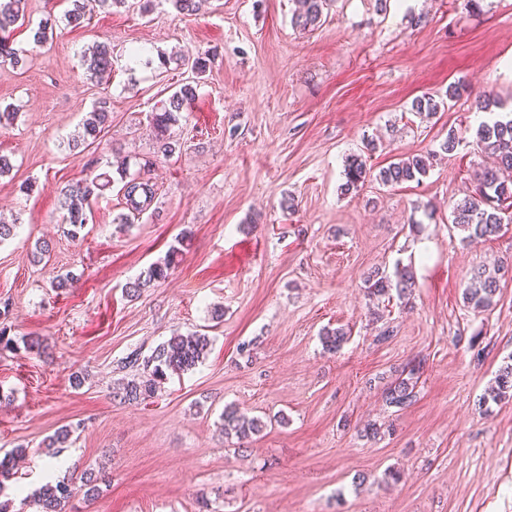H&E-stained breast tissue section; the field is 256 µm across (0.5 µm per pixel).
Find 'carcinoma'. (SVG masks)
<instances>
[{
  "instance_id": "1",
  "label": "carcinoma",
  "mask_w": 512,
  "mask_h": 512,
  "mask_svg": "<svg viewBox=\"0 0 512 512\" xmlns=\"http://www.w3.org/2000/svg\"><path fill=\"white\" fill-rule=\"evenodd\" d=\"M128 0H71L72 9L64 19L68 24L78 27L91 19L94 6L123 5ZM296 10L294 24L299 27L314 26L320 22L326 0H295ZM26 24L25 0H0V62H19L18 49L14 48V31ZM81 67L89 79L101 82L112 73V47L107 41L99 42L80 54ZM195 98V88L183 85L162 104L158 111L152 113L151 121L160 148L170 153L173 151L171 128L179 122L181 112ZM112 111L107 99L95 103L82 121L81 131L71 139L72 147L78 148L91 141H96L98 134L110 122ZM477 145L482 152L494 159V166L484 167L475 173V184L461 200L453 203L451 224L464 233V239L474 241L488 238L501 230V224L512 219V116H497L489 122L479 125ZM436 157L413 156L393 162L373 172L367 160L360 155H353L344 169L346 192L357 191L365 183L376 180L384 186L399 185L406 182L420 181L426 176ZM123 185L120 189L127 212L120 214L116 221L128 224L131 218L149 210L156 197L153 184L138 176L121 173ZM111 180L88 175L66 185L62 190V209L66 211L65 223L71 226L68 234L74 236L88 223L87 209L92 198L98 196ZM180 248L171 246L165 258L149 266L144 275L127 284L129 294L135 296L141 289L168 278ZM512 269V262L502 261L493 269H481L474 273L465 291L467 304L477 312H484L495 305V297L500 290L502 279ZM415 286L413 271L409 268H396L390 277L380 272H373L365 279V292L369 297H382L391 290L399 296H407ZM347 333L341 329H325L321 333L322 344L326 350L335 352L340 349ZM210 346L209 337L191 333L173 335L167 341L157 345L150 355L141 356L137 350L131 351L121 361L120 369L130 371L128 377L115 392L120 402L138 405L152 397L161 384L174 374H181L194 368L204 359ZM419 365H411L383 389L385 404L400 410L410 407L417 399V385L420 379ZM491 399L495 402L512 399V364H505L499 370L496 387ZM224 434H235L243 443L251 435L260 431L261 422L249 418L237 407L227 405L221 415ZM104 474L87 472L81 479V485L75 486L71 481L59 480L41 486L34 503L36 512H67L70 501L79 491L84 496H93L98 491V482Z\"/></svg>"
}]
</instances>
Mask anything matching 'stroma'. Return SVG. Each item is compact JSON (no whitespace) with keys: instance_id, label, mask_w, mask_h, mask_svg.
<instances>
[{"instance_id":"stroma-1","label":"stroma","mask_w":512,"mask_h":512,"mask_svg":"<svg viewBox=\"0 0 512 512\" xmlns=\"http://www.w3.org/2000/svg\"><path fill=\"white\" fill-rule=\"evenodd\" d=\"M70 7L26 0L33 23H57L40 45L18 28L20 61L0 64V111L18 110L0 124L11 163L0 219L16 225L0 243V309L15 341L47 343L0 353V456L27 448L0 502L35 512L47 469L64 461L66 477L106 475L72 512H512V401L484 400L512 361V280L484 313L463 299L474 271L512 257V224L472 244L448 224L488 162L476 131L491 115L476 95L512 106V0H327L308 30L294 0H205L193 15L169 0L146 14L115 5L81 28L67 25ZM102 39L115 62L96 83L79 54ZM210 49L203 74L159 66V54ZM188 82L196 97L166 158L150 115ZM455 82L465 91L447 100ZM423 95L442 103L433 117L411 109ZM104 96L110 125L72 151ZM451 132L459 145L439 153ZM431 151L421 181L342 189L351 155L377 170ZM121 157L158 189L154 209L123 226ZM91 168L114 182L73 238L60 191ZM179 239L168 279L128 297ZM42 242L50 258L38 263ZM399 263L413 267L412 295L369 300L365 278ZM70 271L75 287L53 290ZM326 327L348 332L337 352L323 348ZM195 330L212 339L201 363L141 404L114 400L120 359ZM411 361L418 397L398 412L382 391ZM228 403L272 422L247 443L225 438ZM370 422L382 427L372 441ZM65 426L74 443L46 455Z\"/></svg>"}]
</instances>
